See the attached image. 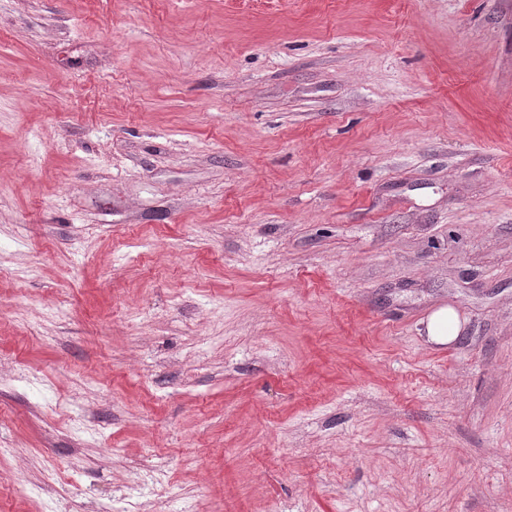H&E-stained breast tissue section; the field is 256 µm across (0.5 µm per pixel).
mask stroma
<instances>
[{
	"label": "stroma",
	"instance_id": "obj_1",
	"mask_svg": "<svg viewBox=\"0 0 512 512\" xmlns=\"http://www.w3.org/2000/svg\"><path fill=\"white\" fill-rule=\"evenodd\" d=\"M107 505L512 512V0H0V512ZM426 332L431 342L448 344L459 337L460 325L452 311L442 308L428 318Z\"/></svg>",
	"mask_w": 512,
	"mask_h": 512
}]
</instances>
